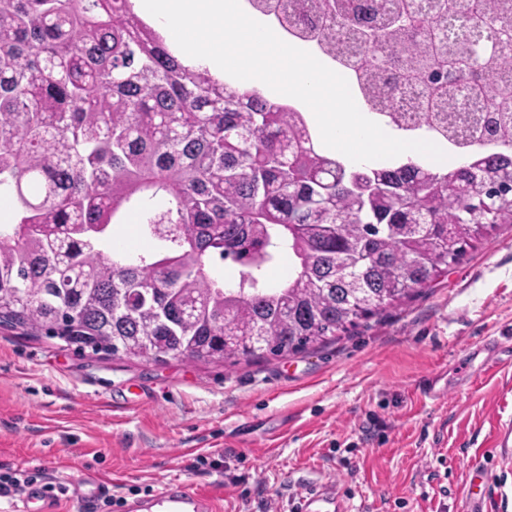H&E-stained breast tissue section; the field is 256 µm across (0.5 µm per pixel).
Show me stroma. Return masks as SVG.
Segmentation results:
<instances>
[{
  "mask_svg": "<svg viewBox=\"0 0 512 512\" xmlns=\"http://www.w3.org/2000/svg\"><path fill=\"white\" fill-rule=\"evenodd\" d=\"M512 224H500L414 298L351 333L236 365L78 352L0 328V462L69 461L114 497L180 479L223 512H294L335 483L353 512H512ZM442 374L447 396L423 387ZM287 432L276 433L281 419ZM178 448L219 461L191 469Z\"/></svg>",
  "mask_w": 512,
  "mask_h": 512,
  "instance_id": "1",
  "label": "stroma"
}]
</instances>
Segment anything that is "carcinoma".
Returning <instances> with one entry per match:
<instances>
[{
  "label": "carcinoma",
  "mask_w": 512,
  "mask_h": 512,
  "mask_svg": "<svg viewBox=\"0 0 512 512\" xmlns=\"http://www.w3.org/2000/svg\"><path fill=\"white\" fill-rule=\"evenodd\" d=\"M319 9L307 41L359 24L364 53L336 63L423 82L416 126L464 149L458 166L324 154L306 113L184 66L132 0H0V326L112 356L282 357L383 315L512 224V83L482 78L511 71L512 49L477 72L467 43L436 39L451 14L492 30L512 9L437 0L416 18L382 2L372 25L339 0ZM456 80L485 102L464 140L445 112ZM366 101L404 129L393 106ZM131 214L151 250L114 243ZM285 256L293 268L274 283Z\"/></svg>",
  "instance_id": "carcinoma-1"
}]
</instances>
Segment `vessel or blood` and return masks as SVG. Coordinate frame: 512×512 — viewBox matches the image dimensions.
I'll return each instance as SVG.
<instances>
[{
	"label": "vessel or blood",
	"mask_w": 512,
	"mask_h": 512,
	"mask_svg": "<svg viewBox=\"0 0 512 512\" xmlns=\"http://www.w3.org/2000/svg\"><path fill=\"white\" fill-rule=\"evenodd\" d=\"M111 494V479L89 469L81 472L74 482L73 496L83 512H93ZM16 512H60V503L45 483H36L25 491ZM121 512H220V506L212 492L186 481H175L156 493L126 500ZM298 512L350 510L344 501L337 499L334 485L326 483L311 487L301 495Z\"/></svg>",
	"instance_id": "obj_1"
}]
</instances>
